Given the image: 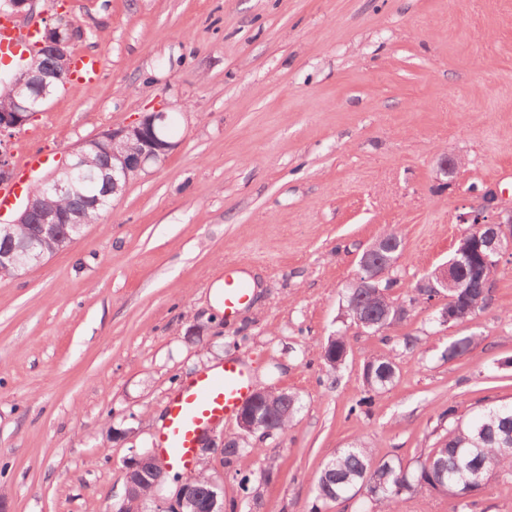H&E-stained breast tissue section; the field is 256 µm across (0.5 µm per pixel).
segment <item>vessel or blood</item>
<instances>
[{
    "label": "vessel or blood",
    "instance_id": "1",
    "mask_svg": "<svg viewBox=\"0 0 512 512\" xmlns=\"http://www.w3.org/2000/svg\"><path fill=\"white\" fill-rule=\"evenodd\" d=\"M38 41L34 32L0 20V59L34 55ZM97 54L79 53L72 64L76 86L87 87L100 76ZM46 163L37 150L25 152L12 179L0 183V217L11 213L24 187L31 183ZM249 298L248 286L232 275L224 277V311L233 314ZM251 381L245 369L233 359L226 360L221 371L203 374L181 386L167 408V424L157 443L165 462L186 467L193 462V448L199 429L215 419H227L251 395Z\"/></svg>",
    "mask_w": 512,
    "mask_h": 512
}]
</instances>
